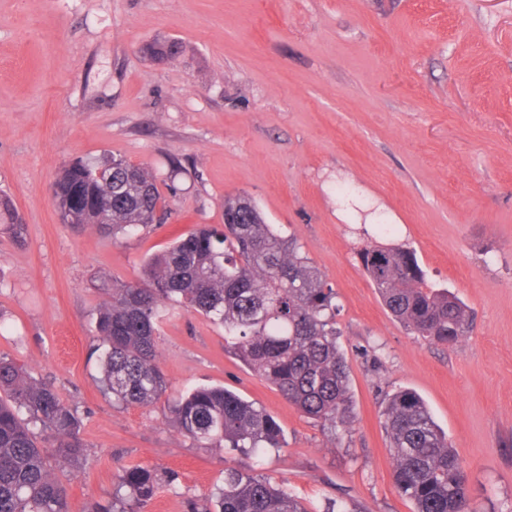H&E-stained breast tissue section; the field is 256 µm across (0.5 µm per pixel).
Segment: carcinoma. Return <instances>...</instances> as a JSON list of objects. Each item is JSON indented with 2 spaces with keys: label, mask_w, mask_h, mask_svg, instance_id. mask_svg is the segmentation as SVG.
Instances as JSON below:
<instances>
[{
  "label": "carcinoma",
  "mask_w": 512,
  "mask_h": 512,
  "mask_svg": "<svg viewBox=\"0 0 512 512\" xmlns=\"http://www.w3.org/2000/svg\"><path fill=\"white\" fill-rule=\"evenodd\" d=\"M142 51L154 61L175 54L161 40ZM52 194L62 223L115 238L148 228L167 207L149 168L110 154L67 165ZM0 221L14 242L25 244L24 224L3 198ZM358 255L392 316L426 343L454 344L470 331L465 305L428 285L413 251L367 243ZM99 294L100 382L113 401H162L165 417L181 434L210 447L255 456L282 447L273 416L223 387L168 394L157 361L160 307L167 303L224 326L226 347L308 418L330 429L354 422L349 367L337 343L335 293L296 242L266 223L249 198H225L222 226L195 228L146 260L138 282L104 281ZM383 416L394 484L415 512H473L463 462L420 395L396 393ZM37 424L50 433L53 452L39 445ZM84 448L77 412L51 384L0 356V512H70L62 473L76 467ZM160 486L156 472L128 469L112 497L91 512H145ZM190 512L309 510L269 478L232 468Z\"/></svg>",
  "instance_id": "carcinoma-1"
}]
</instances>
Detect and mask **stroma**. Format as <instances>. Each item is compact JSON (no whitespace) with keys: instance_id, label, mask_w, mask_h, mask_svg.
<instances>
[{"instance_id":"obj_1","label":"stroma","mask_w":512,"mask_h":512,"mask_svg":"<svg viewBox=\"0 0 512 512\" xmlns=\"http://www.w3.org/2000/svg\"><path fill=\"white\" fill-rule=\"evenodd\" d=\"M180 45L154 62L141 47ZM148 167L163 219L112 239L61 223L51 185L77 158ZM26 226L0 233V354L50 382L87 445L71 512L108 500L122 470L166 476L147 512H187L225 467L282 482L311 512H414L392 480L386 401L409 388L462 459L475 512H512V0H0V196ZM242 195L293 238L336 294L356 420L329 431L224 348V329L164 312L172 393L221 386L266 410L282 447L204 448L163 404L99 387L100 280ZM415 251L428 284L467 306L472 332L435 346L396 321L364 243Z\"/></svg>"}]
</instances>
